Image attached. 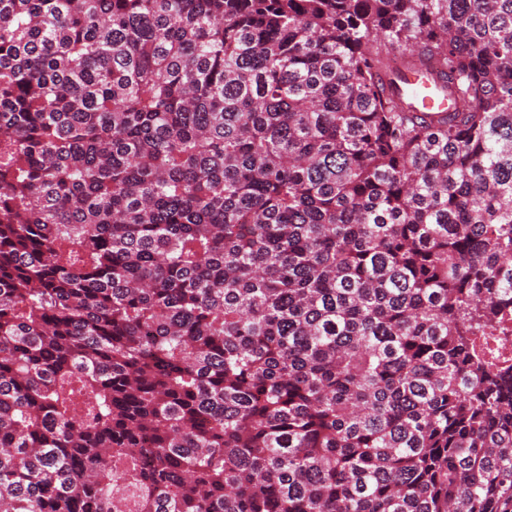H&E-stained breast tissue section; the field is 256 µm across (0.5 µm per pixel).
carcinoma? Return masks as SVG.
Returning a JSON list of instances; mask_svg holds the SVG:
<instances>
[{
  "label": "carcinoma",
  "mask_w": 512,
  "mask_h": 512,
  "mask_svg": "<svg viewBox=\"0 0 512 512\" xmlns=\"http://www.w3.org/2000/svg\"><path fill=\"white\" fill-rule=\"evenodd\" d=\"M511 333L512 0H0V512H512ZM408 84L412 86V105L420 112L448 110V99L433 82L420 73H409Z\"/></svg>",
  "instance_id": "obj_1"
}]
</instances>
